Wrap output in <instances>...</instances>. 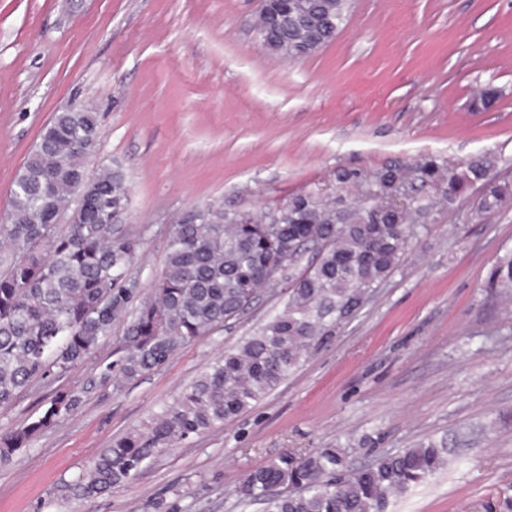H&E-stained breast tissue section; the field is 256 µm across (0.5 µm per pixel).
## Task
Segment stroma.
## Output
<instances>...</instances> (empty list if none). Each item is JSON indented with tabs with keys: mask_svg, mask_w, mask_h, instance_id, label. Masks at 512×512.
<instances>
[{
	"mask_svg": "<svg viewBox=\"0 0 512 512\" xmlns=\"http://www.w3.org/2000/svg\"><path fill=\"white\" fill-rule=\"evenodd\" d=\"M259 3L0 0V212L43 128L72 106L99 115L89 170L126 177L120 222L141 242L145 287L173 216L196 205L261 213L301 192L336 195L342 168L361 175L356 202L385 166L431 157L461 166L487 154L493 177L512 182V0H353L335 40L300 60L263 48ZM489 85L499 97L485 108ZM417 194L406 259L354 316L247 412L111 493L84 502L69 487L264 324L282 289L131 383L99 384L89 363L0 408L5 433L53 388L82 394L0 464V512H264L236 489L281 453L340 447L360 467L425 438L446 442L448 464L390 512H486L512 497V301L486 286L512 252V202L475 222L477 188L449 210L434 186ZM364 435L375 444L359 445Z\"/></svg>",
	"mask_w": 512,
	"mask_h": 512,
	"instance_id": "stroma-1",
	"label": "stroma"
}]
</instances>
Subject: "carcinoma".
I'll list each match as a JSON object with an SVG mask.
<instances>
[{
    "mask_svg": "<svg viewBox=\"0 0 512 512\" xmlns=\"http://www.w3.org/2000/svg\"><path fill=\"white\" fill-rule=\"evenodd\" d=\"M305 2L286 15L259 12L267 51L292 58L303 46L323 48L336 38L348 16L345 0ZM100 138L94 108L58 112L15 179L8 219L0 222V408L31 383L92 361L117 321L126 322L124 355L115 366L97 365L101 383H126L163 366L181 346L240 318L263 288L281 286L286 297L147 430L113 440L70 486L83 500L125 485L154 455L235 419L275 390L402 263L415 234L408 210L376 201L336 223V211L347 205L341 194H297L281 224L206 205L171 225L164 265L145 291L135 276L140 242L112 223V211L128 203L123 172L108 165L85 174ZM494 165L491 156L462 168L432 158L414 168L394 164L378 172L374 189L385 196L389 182L418 180L436 187L451 208L478 183L479 219L512 199V184L490 176ZM488 287L512 293V255L498 261ZM81 402L74 390L56 391L37 417L0 435V462ZM443 464V447L431 439L360 468L343 448L287 452L249 471L237 494L264 504L265 512H387L394 496Z\"/></svg>",
    "mask_w": 512,
    "mask_h": 512,
    "instance_id": "cac0c4a2",
    "label": "carcinoma"
}]
</instances>
